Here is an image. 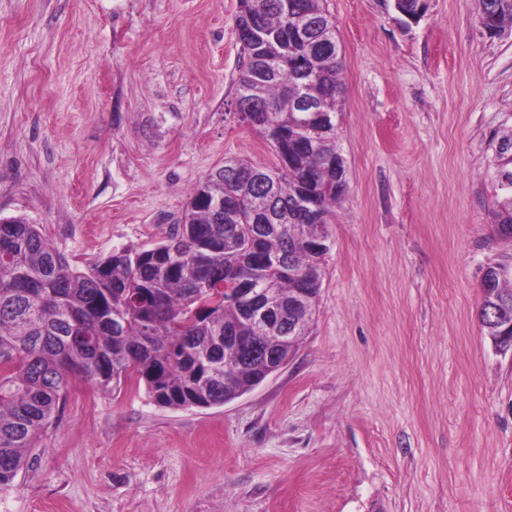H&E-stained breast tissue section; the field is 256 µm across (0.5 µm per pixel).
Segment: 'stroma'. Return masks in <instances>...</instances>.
Instances as JSON below:
<instances>
[{"mask_svg":"<svg viewBox=\"0 0 512 512\" xmlns=\"http://www.w3.org/2000/svg\"><path fill=\"white\" fill-rule=\"evenodd\" d=\"M347 190L309 332L223 405L75 381L0 512H512V355L479 323L512 31L478 0H327ZM239 0H0V217L85 270L154 248L226 158Z\"/></svg>","mask_w":512,"mask_h":512,"instance_id":"35a3bbf8","label":"stroma"}]
</instances>
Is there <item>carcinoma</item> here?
Masks as SVG:
<instances>
[{"label": "carcinoma", "mask_w": 512, "mask_h": 512, "mask_svg": "<svg viewBox=\"0 0 512 512\" xmlns=\"http://www.w3.org/2000/svg\"><path fill=\"white\" fill-rule=\"evenodd\" d=\"M291 2L311 35L334 25L326 0ZM240 6L237 23L256 14L268 38L260 47H241L237 95L254 87L260 57H297L279 38L285 16L273 0H240ZM478 17L492 29L512 27V0H479ZM344 67V56L333 49L319 53L309 73L298 65L264 80L259 98L266 108L256 113L255 130L274 146L275 130L288 127V170L229 159L232 173L221 167L208 174L167 239L152 249L114 252L82 271L37 225L20 216L0 222V490L27 466L77 378L104 392L133 380L157 405L171 409L221 405L259 379L258 363H224V331L254 335L246 311L227 294L205 306L201 289L256 275L281 299L296 288L318 297L325 254L307 247L313 225L298 217L285 234L272 222L260 233L252 213L269 195L292 207L308 191L331 224L333 206L346 191L336 175L346 176V168H331L328 159L341 149L334 134L309 139L310 115L297 110L293 96L306 87L309 96L323 99L336 123ZM495 157V171L512 178V133L500 137ZM497 190L494 219L502 232L512 229V181L497 182ZM227 227L235 233L233 243L224 240ZM286 250L303 277L260 266ZM496 287L499 302L485 295L480 308L487 336L501 334L512 322V286L500 274Z\"/></svg>", "instance_id": "obj_1"}]
</instances>
